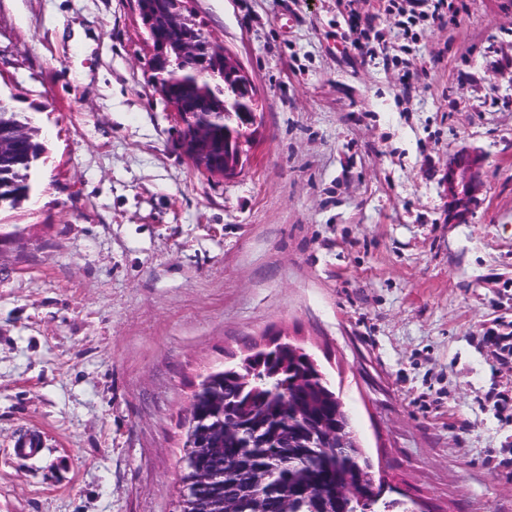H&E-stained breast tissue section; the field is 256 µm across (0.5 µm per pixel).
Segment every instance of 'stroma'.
Returning <instances> with one entry per match:
<instances>
[{
	"instance_id": "35a3bbf8",
	"label": "stroma",
	"mask_w": 512,
	"mask_h": 512,
	"mask_svg": "<svg viewBox=\"0 0 512 512\" xmlns=\"http://www.w3.org/2000/svg\"><path fill=\"white\" fill-rule=\"evenodd\" d=\"M453 4L355 0L362 55L337 0H189L255 90L224 179L179 149L134 0H0V94L46 147L0 211V512H180L196 386L276 332L414 512H512V0ZM471 167V159L467 155H457L448 167L446 181L448 192L457 200L461 212H465L469 205V189L463 186L459 191L461 183H465L466 174Z\"/></svg>"
}]
</instances>
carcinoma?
Returning <instances> with one entry per match:
<instances>
[{
  "label": "carcinoma",
  "instance_id": "1",
  "mask_svg": "<svg viewBox=\"0 0 512 512\" xmlns=\"http://www.w3.org/2000/svg\"><path fill=\"white\" fill-rule=\"evenodd\" d=\"M174 88L194 90L198 98L188 104L212 113V147L219 150L224 129L238 125V113L222 112L221 76L203 74ZM0 137L11 143L3 155L0 208H14L35 191L31 175L45 145L35 118L15 111L7 98L0 99ZM214 373L233 417L262 425L253 448L240 447L227 430L211 441L203 465L224 472L223 512H366V457L351 429L340 427L349 414L311 353L273 347Z\"/></svg>",
  "mask_w": 512,
  "mask_h": 512
}]
</instances>
